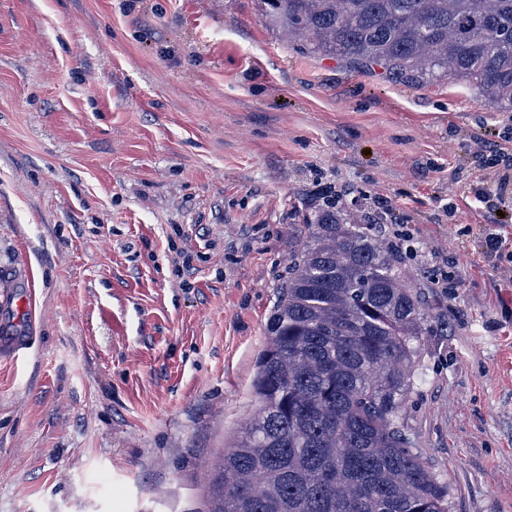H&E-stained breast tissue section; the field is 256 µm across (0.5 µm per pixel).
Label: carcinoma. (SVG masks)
<instances>
[{
	"mask_svg": "<svg viewBox=\"0 0 512 512\" xmlns=\"http://www.w3.org/2000/svg\"><path fill=\"white\" fill-rule=\"evenodd\" d=\"M258 3L310 52L512 106V0ZM305 230L267 320L258 408L213 468L209 512H448L402 417L426 310L347 214L322 208Z\"/></svg>",
	"mask_w": 512,
	"mask_h": 512,
	"instance_id": "carcinoma-1",
	"label": "carcinoma"
}]
</instances>
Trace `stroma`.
I'll list each match as a JSON object with an SVG mask.
<instances>
[{"label": "stroma", "mask_w": 512, "mask_h": 512, "mask_svg": "<svg viewBox=\"0 0 512 512\" xmlns=\"http://www.w3.org/2000/svg\"><path fill=\"white\" fill-rule=\"evenodd\" d=\"M512 107L312 53L257 0H0V512H207L325 203L430 315L407 428L512 512ZM509 244L486 247L488 234ZM0 304L15 311V324L17 327L21 328L26 319H30L31 305L24 296L2 291L0 293Z\"/></svg>", "instance_id": "1"}]
</instances>
